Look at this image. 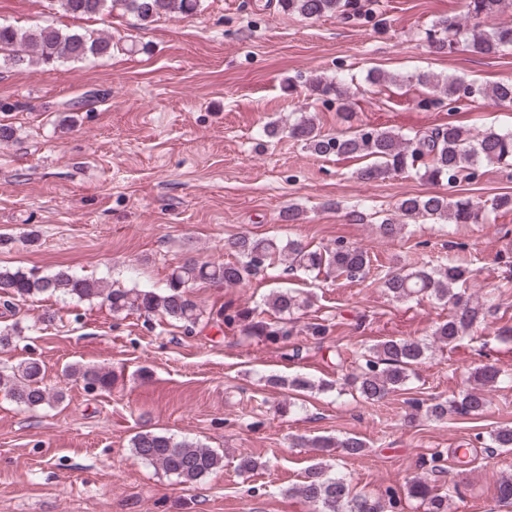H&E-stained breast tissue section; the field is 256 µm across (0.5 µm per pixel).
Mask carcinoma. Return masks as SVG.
Here are the masks:
<instances>
[{
	"instance_id": "1",
	"label": "carcinoma",
	"mask_w": 512,
	"mask_h": 512,
	"mask_svg": "<svg viewBox=\"0 0 512 512\" xmlns=\"http://www.w3.org/2000/svg\"><path fill=\"white\" fill-rule=\"evenodd\" d=\"M62 11L73 16L96 17L115 12L129 13L140 21L150 23L163 15H190L200 7V0H55ZM505 0H468V14L475 20L497 15ZM278 7L287 14H297L307 19L334 16L342 21L369 17L372 12L364 9L359 0H278ZM426 41L434 52L446 54L463 46L477 55H496L512 48V27H499L491 31L472 29L471 36L461 41V24L447 19L436 21L426 30ZM118 43L112 35L99 32L64 31L52 24L23 28L0 23V63L16 60L19 64H50L60 60H84L112 54ZM402 84L414 83L429 90L419 99L422 108H431L446 102H457L468 91V85L459 79L446 80L430 72L411 75L400 80ZM318 98L334 101L337 114L347 127L334 133H325L314 118L305 113L281 126L272 122L264 133L275 137L286 131L288 137L300 142L314 154L371 160L360 168L358 178L373 182L389 175L414 173L420 179L455 187L470 182L478 176L479 166L486 163L512 162V131L489 129L476 135L452 123L430 131L404 136L398 132L372 127L351 125L350 88L341 79L312 82ZM475 95L487 97L499 104L512 103V81H501L491 86H475ZM399 216L406 219L444 221L452 224H480L484 220L482 207L468 197L450 199L445 195L409 196L398 203ZM379 234L387 239L402 235L405 225L392 218H385L377 225ZM224 249L231 251L233 262L188 261L176 267L166 288L125 289L106 288L100 282L67 271L39 276L20 269L0 270V291L19 299L42 294L69 297L80 301L99 298L109 303L112 312L119 314L135 310L147 316L161 315L187 327L201 321L203 312L189 294L196 283H220L237 287L249 281L273 260L283 256L289 269L317 270L327 276L343 277L349 282H359L370 272V258L360 247L344 241L324 249H312L296 239L241 234L229 238ZM472 269L452 262L423 266L414 270H399L384 276V287L397 300L418 296L433 297L453 304L455 311L435 327L433 342L443 346L453 345L465 338L472 327L485 319L489 308L479 301L466 297ZM311 304V297H302L285 288L272 292L265 300V308L241 307L228 304L216 312L212 321L228 328L238 327L245 336L262 337L272 343L284 342L295 335V315ZM273 317H267L268 312ZM429 345L416 339H388L355 351V372L343 379V387L358 393L366 401L379 402L401 390L415 374L426 357ZM65 374L92 386L98 392L112 390V373L94 367L70 365ZM508 378L505 370L495 364H483L474 369L469 386L452 399L415 405L425 409V414L437 420L448 413L460 415L482 412L487 404L486 390ZM42 365L35 360H25L8 370H0V387L12 402L26 409L52 406L63 401V393L53 391L43 384ZM268 382L291 390H311L317 386L325 389L328 383L315 384L303 375L291 379L270 377ZM491 446L512 448V426L498 427L489 433ZM295 446L314 448H340L348 457L365 452L366 442L356 436L333 438L318 436L295 438ZM134 455L155 468L172 475L185 484H192L223 467V460L210 448L185 440L178 441L160 433H138L132 439ZM295 495L313 506V512H400L402 499L388 488L384 498L354 494L345 475L338 471L328 474L325 467L316 464L306 472L301 484L290 488ZM408 496L426 505V512H448V494L419 477L410 482Z\"/></svg>"
}]
</instances>
